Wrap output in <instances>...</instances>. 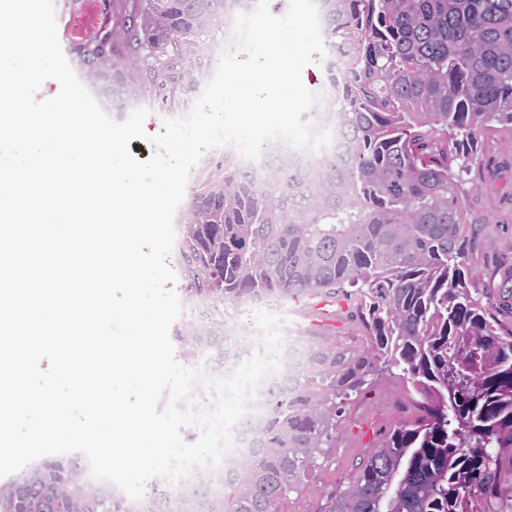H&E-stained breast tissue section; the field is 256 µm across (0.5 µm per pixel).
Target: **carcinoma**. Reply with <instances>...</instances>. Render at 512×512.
Here are the masks:
<instances>
[{
  "mask_svg": "<svg viewBox=\"0 0 512 512\" xmlns=\"http://www.w3.org/2000/svg\"><path fill=\"white\" fill-rule=\"evenodd\" d=\"M227 0H133L130 41L158 59L206 33ZM324 38L350 57L339 158L264 179L224 167L189 204L187 284L220 299L335 300L366 332L318 344L274 394L229 492L187 512H279L379 364L425 398L332 512H487L512 448V330L468 288L460 172L481 131L512 126V0H322ZM112 491L51 459L0 484V512H121Z\"/></svg>",
  "mask_w": 512,
  "mask_h": 512,
  "instance_id": "obj_1",
  "label": "carcinoma"
}]
</instances>
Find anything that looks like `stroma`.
<instances>
[{"mask_svg":"<svg viewBox=\"0 0 512 512\" xmlns=\"http://www.w3.org/2000/svg\"><path fill=\"white\" fill-rule=\"evenodd\" d=\"M113 31L109 70L84 61L69 39L60 45L76 76L115 121L126 120L138 109L147 110L149 134L161 131L164 119L189 113L203 91L204 75L213 65V45L222 44L225 26L233 14L252 11L257 0H236L210 29L179 59L176 83L159 86L149 78L145 51L136 49L124 26L127 0H109ZM470 241L463 259L466 281L483 303L498 309L503 323L512 327V128L496 127L479 137L478 151L460 184ZM279 314L284 325L298 322L296 301L282 302L275 295L226 300L223 309L184 304L170 330L174 346L183 343L187 323L222 327L220 338L202 336L195 342L199 362L210 374L230 373L249 354L241 345V331L254 330L258 309ZM417 393L409 391L399 369L382 370L375 383L337 417L333 441L323 449L314 472L299 490L288 496V512H330L332 504L356 482L364 459L378 450L394 426L411 422Z\"/></svg>","mask_w":512,"mask_h":512,"instance_id":"35a3bbf8","label":"stroma"}]
</instances>
